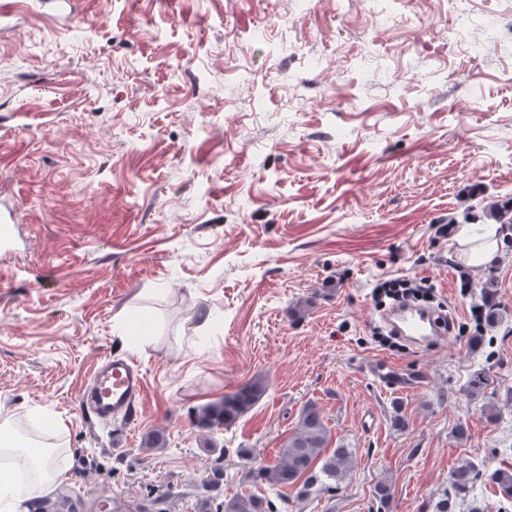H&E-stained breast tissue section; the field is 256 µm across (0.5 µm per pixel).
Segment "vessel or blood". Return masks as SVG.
<instances>
[{
    "instance_id": "obj_1",
    "label": "vessel or blood",
    "mask_w": 512,
    "mask_h": 512,
    "mask_svg": "<svg viewBox=\"0 0 512 512\" xmlns=\"http://www.w3.org/2000/svg\"><path fill=\"white\" fill-rule=\"evenodd\" d=\"M390 329L402 337L442 335L434 315L425 309L399 307L386 316ZM145 389L139 366L124 357H106L95 367L83 392V399L96 418L105 420L134 415Z\"/></svg>"
}]
</instances>
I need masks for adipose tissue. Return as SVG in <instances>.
<instances>
[{"label": "adipose tissue", "instance_id": "obj_1", "mask_svg": "<svg viewBox=\"0 0 512 512\" xmlns=\"http://www.w3.org/2000/svg\"><path fill=\"white\" fill-rule=\"evenodd\" d=\"M14 436L13 421L0 407V449L17 453L22 468L29 475L28 480L20 482L12 469H0V512H15L17 503L40 496L58 478L50 458L35 451L32 444L16 442Z\"/></svg>", "mask_w": 512, "mask_h": 512}]
</instances>
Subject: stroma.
<instances>
[{"instance_id": "1", "label": "stroma", "mask_w": 512, "mask_h": 512, "mask_svg": "<svg viewBox=\"0 0 512 512\" xmlns=\"http://www.w3.org/2000/svg\"><path fill=\"white\" fill-rule=\"evenodd\" d=\"M74 5L0 26V402L66 450L47 498L215 512L193 413L253 378L215 436L225 496L309 401L354 464L336 494L285 489L288 512H376L382 479L388 512H432L463 461L512 467V224L488 265L460 236L512 200V0H400L389 23L368 0ZM393 278L431 282L453 333L383 345ZM488 288L494 324L470 312ZM114 354L145 390L99 421L80 395Z\"/></svg>"}]
</instances>
